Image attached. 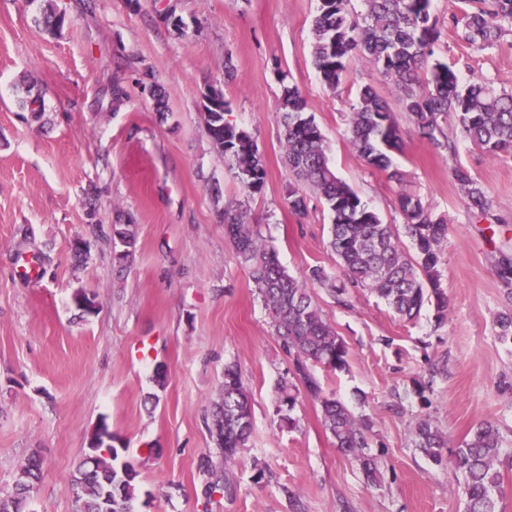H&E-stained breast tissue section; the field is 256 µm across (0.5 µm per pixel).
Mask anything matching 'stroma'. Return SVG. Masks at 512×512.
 Returning <instances> with one entry per match:
<instances>
[{
    "label": "stroma",
    "instance_id": "1",
    "mask_svg": "<svg viewBox=\"0 0 512 512\" xmlns=\"http://www.w3.org/2000/svg\"><path fill=\"white\" fill-rule=\"evenodd\" d=\"M55 3L65 23L52 36L38 0H0V492L35 452L42 479L27 512H77L76 467L104 423L137 472L133 512H290L292 492L306 512H464L461 471L451 460L433 465L415 448L413 427L430 419L456 447L491 419L512 453V345L496 335L499 314L512 308L496 274L501 256H512V153L491 156L461 136L455 153L434 149L371 62L353 63L330 88L313 59L318 0ZM460 7L431 2L435 59L462 81L482 77L512 91V36L470 48L448 28ZM170 13L182 33L166 22ZM213 82L229 120L262 153L260 194L245 195L206 132L200 101ZM286 82L300 88L337 175L384 223L403 225L398 196L408 192L448 224L439 267L445 319L428 303L403 320L366 288L353 290L348 309L311 288L349 359L341 372L309 369L370 418L377 486L337 450L318 404L303 397L279 410L276 387L294 360L224 235V208L239 203L291 275L313 265L341 272L327 208L288 172L278 114ZM366 84L401 131L392 158L402 182L368 166L350 143V105ZM35 96L44 104L38 115L28 108ZM458 167L487 191L488 216L465 204ZM292 185L307 196V216L288 207ZM116 224L134 225L137 238L120 273ZM78 239L89 245L81 264L71 253ZM81 291L95 295L93 314L75 307ZM228 363L251 395L253 432L231 467L235 493L208 497L201 461L221 460L209 426ZM427 382L424 406L415 391Z\"/></svg>",
    "mask_w": 512,
    "mask_h": 512
}]
</instances>
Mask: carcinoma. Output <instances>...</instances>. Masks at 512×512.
<instances>
[{"instance_id":"1","label":"carcinoma","mask_w":512,"mask_h":512,"mask_svg":"<svg viewBox=\"0 0 512 512\" xmlns=\"http://www.w3.org/2000/svg\"><path fill=\"white\" fill-rule=\"evenodd\" d=\"M461 15L448 18V26L468 46L483 50L512 33V0H461ZM350 0H319L313 21L314 65L322 80L338 87L350 65L359 58L374 63L379 74L398 89L399 104L409 113L428 142L453 152L455 142L443 132L440 120L451 118L455 128L473 144L491 155L512 151V91L498 89L482 78L462 84L458 73L434 56L439 38L438 20L430 12L431 0H364L366 11L354 18ZM41 23L55 34L64 20L57 16L52 0L41 4ZM288 107L279 108L288 165L296 178L310 184L331 215L329 246L336 254L344 279L329 275L321 266H311L294 278L281 265L276 249L261 240L256 224L245 223L242 204L224 207V230L239 262L249 271L259 296L269 310L275 334L288 353L295 355L293 377L278 385V410H292L303 395L320 406L324 429L339 452L352 458L368 485L380 482L378 458L369 448L372 423L328 393L309 370L313 362L336 372L348 365L344 339L323 318L310 286L327 290L335 302L351 307L350 289L367 287L382 298L401 318L414 319L426 302H434L437 318L448 312L440 282V246L448 224L436 218L412 194L402 193L398 207L404 233L414 255L400 246L396 225L385 224L331 167L322 132L314 118L305 115L306 103L295 84L283 87ZM208 136L218 152L235 170L247 195L262 192L267 182L263 156L252 136L225 119V112H212L206 120ZM350 142L372 168L401 182L403 174L392 167L390 152L401 149V136L388 103L371 85L361 87L351 106ZM469 208L487 215L489 199L483 186L462 167L454 171ZM288 207L295 215H307L306 196L288 191ZM119 249L114 260L122 265L132 255L136 234L130 224L113 225ZM497 336L512 344V310L496 321ZM211 432L229 471L240 449L252 435L250 394L236 365L224 367V385L215 404ZM414 447L436 466L445 454L455 457L464 475L465 512H502L499 492L501 467L512 470V457L502 455L495 422L483 420L469 432L459 448L450 450L442 431L419 420L413 432ZM102 428L93 433L89 452L76 468L75 495L79 512H105L107 492H112V512H132L136 472L118 461L112 449V468H94L88 457L104 450ZM41 479L40 459L31 455L20 469L12 490L0 494V512H25L26 502Z\"/></svg>"}]
</instances>
